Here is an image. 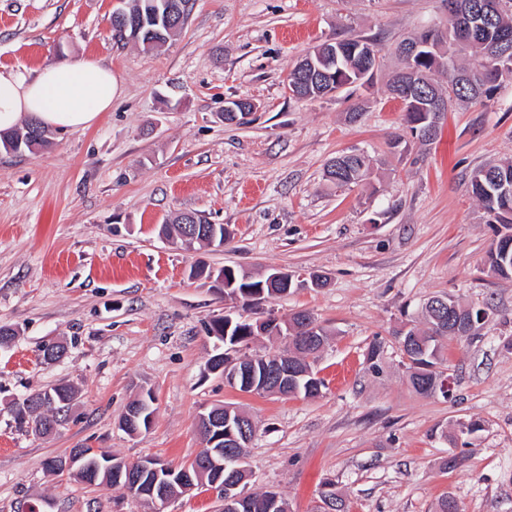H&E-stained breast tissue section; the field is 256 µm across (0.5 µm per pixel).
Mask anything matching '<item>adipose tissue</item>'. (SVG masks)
<instances>
[{
  "instance_id": "ef3b65f1",
  "label": "adipose tissue",
  "mask_w": 512,
  "mask_h": 512,
  "mask_svg": "<svg viewBox=\"0 0 512 512\" xmlns=\"http://www.w3.org/2000/svg\"><path fill=\"white\" fill-rule=\"evenodd\" d=\"M119 93L111 68L94 59L34 71L0 68V131L29 120L65 131L84 130L111 108Z\"/></svg>"
}]
</instances>
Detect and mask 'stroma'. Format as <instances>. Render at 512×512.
Wrapping results in <instances>:
<instances>
[{
  "label": "stroma",
  "mask_w": 512,
  "mask_h": 512,
  "mask_svg": "<svg viewBox=\"0 0 512 512\" xmlns=\"http://www.w3.org/2000/svg\"><path fill=\"white\" fill-rule=\"evenodd\" d=\"M117 5L0 0V67L94 58L120 82L91 128L33 152L0 149V326L18 331L0 345V512H151L46 463L81 447L187 464L203 448L198 417L217 404L256 425L248 491L276 490L290 512H316L327 482L353 512H433L446 495L460 512H512V285L485 265L494 232L469 187L476 169L512 160V75L492 98L452 104L424 142L387 82L399 42L446 30L444 0H193L154 51L114 43ZM348 36L377 42L371 81L293 97L289 69ZM231 99L253 103L247 123L220 120ZM350 151L368 155L371 175L340 190L324 169ZM182 212L229 228V242L188 251L162 236ZM199 261L320 271L328 284L246 306L191 280ZM437 294L489 311L448 344L447 399L409 387L393 336ZM301 310L331 333L314 365L320 396L244 393L208 370L213 319ZM56 342L64 356L44 362ZM59 383L75 398L55 433L17 431L14 402ZM144 389L153 425L127 434L118 421ZM461 419L482 425L463 444L450 440ZM451 452L461 465L448 471Z\"/></svg>",
  "instance_id": "1"
}]
</instances>
